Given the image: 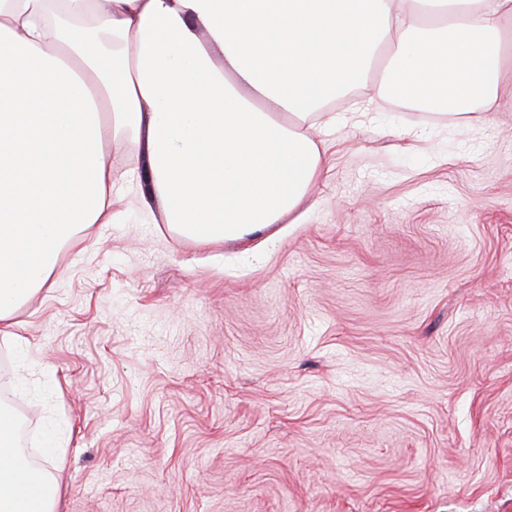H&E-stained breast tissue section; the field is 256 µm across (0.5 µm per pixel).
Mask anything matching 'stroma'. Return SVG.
Returning <instances> with one entry per match:
<instances>
[{"label": "stroma", "mask_w": 512, "mask_h": 512, "mask_svg": "<svg viewBox=\"0 0 512 512\" xmlns=\"http://www.w3.org/2000/svg\"><path fill=\"white\" fill-rule=\"evenodd\" d=\"M372 110L255 258L131 197L59 248L5 401L59 512H512V98Z\"/></svg>", "instance_id": "1"}]
</instances>
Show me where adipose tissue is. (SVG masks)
Returning <instances> with one entry per match:
<instances>
[{
  "label": "adipose tissue",
  "instance_id": "obj_1",
  "mask_svg": "<svg viewBox=\"0 0 512 512\" xmlns=\"http://www.w3.org/2000/svg\"><path fill=\"white\" fill-rule=\"evenodd\" d=\"M508 18L512 0H0V334L59 245L111 223L104 142L137 158L142 206L180 233L273 245L326 170L327 105L377 47L378 96L431 94L462 119L512 96ZM13 426L0 406V512H57L55 442L32 471Z\"/></svg>",
  "mask_w": 512,
  "mask_h": 512
}]
</instances>
